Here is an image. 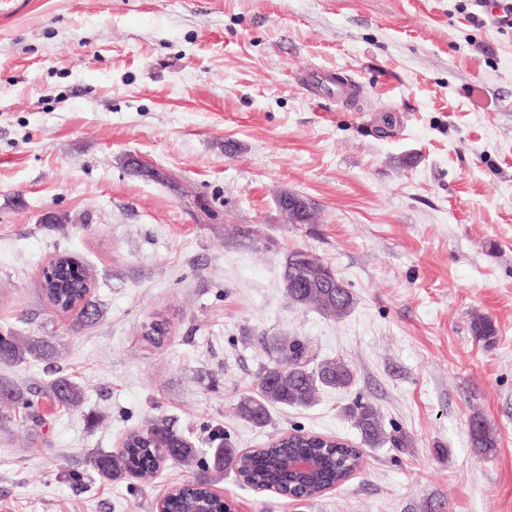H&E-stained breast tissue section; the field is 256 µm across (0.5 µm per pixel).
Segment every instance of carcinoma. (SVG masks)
Instances as JSON below:
<instances>
[{
    "label": "carcinoma",
    "mask_w": 512,
    "mask_h": 512,
    "mask_svg": "<svg viewBox=\"0 0 512 512\" xmlns=\"http://www.w3.org/2000/svg\"><path fill=\"white\" fill-rule=\"evenodd\" d=\"M310 249L294 248L284 261L282 283L290 302L298 307L312 306L327 317L341 318L353 308L355 298L346 285L336 287V273L320 256L309 260ZM90 276L86 267L74 257L63 254L57 260L52 277L42 280V290L57 310L68 312L79 306L80 315L90 319L97 309L87 296ZM475 339L489 346L496 329L487 316L472 321ZM169 333V322L152 320L145 331L146 338L160 345ZM269 352L257 378L255 393L243 396L237 406L238 414L246 421L265 426L270 422L273 406L304 408L310 406L321 388L340 393L350 392L354 382L351 368L339 360L313 363L303 342L296 338L270 337L264 340ZM49 353V345L40 338L17 336L8 331L0 333V361L22 363L30 357ZM48 397L66 406H77L83 401V391L66 377L56 378L46 390H23L0 380V400L18 411H25L33 422H38L37 409L41 398ZM354 419L363 447L322 436L294 427L261 448L241 451L235 448L222 430L212 432L215 448L210 452V464L217 472L229 471L253 489L274 488L296 500L313 501L332 487L343 485L359 470L364 461L365 448H376L390 443L393 448L404 446L402 434L385 430L383 416L377 407L363 396L354 397L344 407ZM470 443L481 455L497 447V437L483 417L472 416L469 426ZM196 457V449L181 434L163 421H153L144 430H135L126 437L123 449L117 453H99L91 463L98 476L105 481L138 477L148 479L157 472L160 463L176 460L189 463ZM312 457L319 461V469L312 475H302L288 468V461ZM186 487L170 497L167 512H185L188 498L207 497L211 482L205 476L185 480Z\"/></svg>",
    "instance_id": "obj_1"
}]
</instances>
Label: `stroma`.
<instances>
[{
  "instance_id": "obj_1",
  "label": "stroma",
  "mask_w": 512,
  "mask_h": 512,
  "mask_svg": "<svg viewBox=\"0 0 512 512\" xmlns=\"http://www.w3.org/2000/svg\"><path fill=\"white\" fill-rule=\"evenodd\" d=\"M315 68L357 80L356 101L308 91ZM130 153L169 183L130 174ZM286 190L315 223L288 222ZM298 247L348 284L347 315L289 304ZM62 252L92 276L95 320L41 292ZM6 328L52 353L0 378L66 376L85 399L0 428V512H156L197 465L105 482L89 462L154 419L202 454L210 426L242 451L294 426L359 444L331 389L262 428L239 417L271 336L347 362L406 445L309 502L211 474L237 512H512V26L474 0H0ZM476 414L497 436L483 456ZM469 436L472 448H475L480 455L491 453L497 446V437L482 416H472Z\"/></svg>"
}]
</instances>
